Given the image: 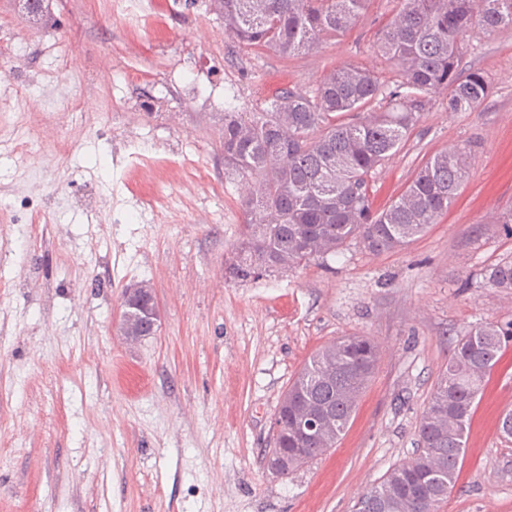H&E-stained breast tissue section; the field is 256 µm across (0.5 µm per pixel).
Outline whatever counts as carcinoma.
<instances>
[{"instance_id":"obj_1","label":"carcinoma","mask_w":512,"mask_h":512,"mask_svg":"<svg viewBox=\"0 0 512 512\" xmlns=\"http://www.w3.org/2000/svg\"><path fill=\"white\" fill-rule=\"evenodd\" d=\"M232 39L284 57L313 51L321 37L356 25L369 0H212ZM512 29V0H402L380 38L394 63L392 87L362 66L341 65L316 88L290 89L261 112L224 113V170L244 180L242 239L227 271L244 281L291 271L359 241L379 255L404 247L448 214L469 178L467 148L430 156L384 208L372 201L374 171L407 140L433 97L450 112H474L491 93L487 77L464 72L469 34ZM385 107H373L378 99ZM492 288L512 289V259L487 267ZM147 319L122 312L120 328L140 338ZM505 328L485 322L457 340L420 416L418 448L363 492L356 512H438L465 455L475 402L498 364ZM378 345L344 336L317 348L274 415L281 429L264 458L288 471L336 447L375 374ZM303 449L298 457L297 449Z\"/></svg>"}]
</instances>
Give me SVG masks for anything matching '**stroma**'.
I'll return each instance as SVG.
<instances>
[{
  "instance_id": "1",
  "label": "stroma",
  "mask_w": 512,
  "mask_h": 512,
  "mask_svg": "<svg viewBox=\"0 0 512 512\" xmlns=\"http://www.w3.org/2000/svg\"><path fill=\"white\" fill-rule=\"evenodd\" d=\"M51 0L44 23L0 0V512H352L414 455L421 412L456 341L512 323L483 269L512 257V31L471 35L463 67L493 92L474 112L433 98L374 176L387 205L429 156L472 149L447 216L380 255L347 244L286 273L226 267L243 224L221 151L227 112L309 90L333 67L396 77L379 53L400 0H371L346 34L285 58L235 42L209 0ZM77 101L68 111L61 88ZM152 162H145V155ZM146 283L155 335L120 332ZM356 334L378 369L336 448L293 471L261 461L289 383ZM512 340L491 373L440 512H512Z\"/></svg>"
}]
</instances>
